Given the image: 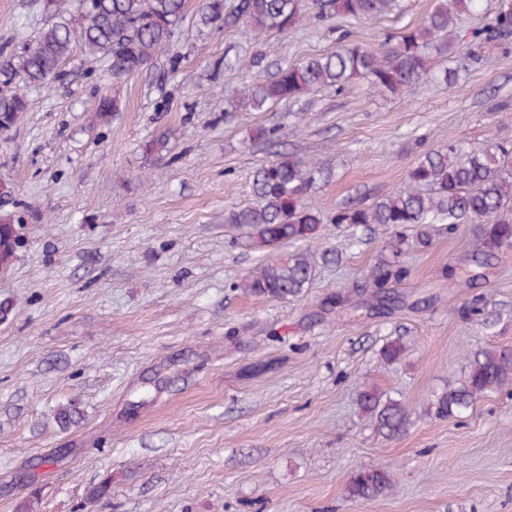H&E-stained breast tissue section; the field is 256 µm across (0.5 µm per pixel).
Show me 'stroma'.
<instances>
[{"label": "stroma", "instance_id": "1", "mask_svg": "<svg viewBox=\"0 0 512 512\" xmlns=\"http://www.w3.org/2000/svg\"><path fill=\"white\" fill-rule=\"evenodd\" d=\"M435 0L383 17L308 24L261 42L242 26L198 22L200 0L166 51L114 83L122 111L100 120L97 76L74 52L32 90L0 134V198L22 237L0 269V512H512V385L461 418L428 410L461 383L471 352L512 350V249L474 287L479 227L422 245L409 236V303L360 308L382 233L327 223L306 250L299 297L250 296L234 281L266 259L224 222L251 199L255 171L288 152L322 172L310 200L324 216L401 186L419 154L512 141V38L474 41L500 0L462 15L473 63L456 84L414 94L361 79L263 112H230L244 77L331 51L340 35L380 51ZM47 18L35 0H0V49L31 46ZM276 128L275 141L257 139ZM163 140L161 151L148 150ZM393 339L402 359L380 354ZM377 387L408 422L387 436L358 406ZM75 409L60 424V408ZM58 457L49 468L36 458ZM394 478L353 500L360 470ZM101 496H93L96 487Z\"/></svg>", "mask_w": 512, "mask_h": 512}]
</instances>
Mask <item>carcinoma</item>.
<instances>
[{"instance_id":"obj_1","label":"carcinoma","mask_w":512,"mask_h":512,"mask_svg":"<svg viewBox=\"0 0 512 512\" xmlns=\"http://www.w3.org/2000/svg\"><path fill=\"white\" fill-rule=\"evenodd\" d=\"M39 3L49 22L34 46L19 54L0 51L3 87L18 81L28 88L49 87L78 46L91 72L96 64L107 62V74L115 81L136 74L168 47L186 8V0H93L91 6L78 0L77 11L71 14L63 8V0ZM480 3L436 0L419 25L389 39L380 55L344 40L330 53L281 66L269 77L257 74L232 93V106L237 111H263L282 102H296L322 87L340 92L356 78L365 79L382 94L413 93L438 72L436 59L457 54L456 17L475 13ZM397 6L398 0H311L309 4L306 0H233L226 12L224 0H203L199 21L230 28L243 20L259 35L291 32L305 20L382 17ZM509 36L512 0H501L492 22L474 37L490 43ZM28 107L22 90H0V132L9 131ZM122 108L119 97L96 87L97 112L108 115ZM319 174L298 158L282 154L256 171L253 201L224 212V223L243 232L253 248L272 251L237 284L245 293L286 300L308 287L313 276L308 254L278 253L276 248L319 237L324 216L308 201ZM330 223L392 230L386 252L365 274L366 287L376 303L392 305L397 298L388 289L409 275L401 255L406 245L403 229L410 224L420 225L418 236L424 244L437 224L448 232L457 224L479 225V265L512 247V143H499L493 149L450 144L425 151L409 169L403 186L369 206L340 207ZM19 241L11 218H1V267L13 260ZM508 385H512V352L480 349L470 356L462 383L436 397L434 414L459 418L478 397ZM359 407L382 432L394 434L406 425L402 402L375 388L360 392ZM392 485L388 471L364 469L352 478L347 492L351 499L371 500L386 494Z\"/></svg>"}]
</instances>
